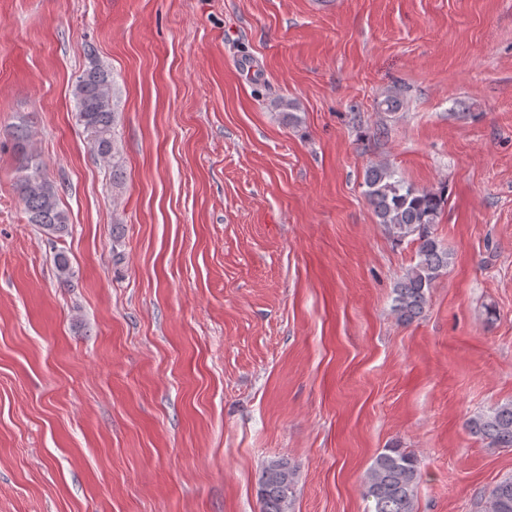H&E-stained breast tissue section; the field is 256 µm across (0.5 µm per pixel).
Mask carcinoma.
Here are the masks:
<instances>
[{
  "label": "carcinoma",
  "instance_id": "obj_1",
  "mask_svg": "<svg viewBox=\"0 0 512 512\" xmlns=\"http://www.w3.org/2000/svg\"><path fill=\"white\" fill-rule=\"evenodd\" d=\"M89 65L74 86L76 120L88 134L96 155L104 154L112 167V188L122 184V169L116 126L119 112L112 70L87 49ZM16 155L19 176L16 187L24 203L27 221L55 236L68 233V215L60 206L57 187L37 161L30 145V130L20 122L7 131ZM366 197L378 223L398 241L417 242V262L394 288L392 311L408 324L424 311L430 289L448 270L450 254L434 236L446 202L445 192L418 189L407 183L385 162L370 165L364 175ZM57 278L63 284L73 276L68 257H54ZM469 432L495 448H512V401L478 413L467 422ZM422 478L417 457L401 448H385L367 470L363 496L372 503L371 512H414V490ZM296 473L285 459L269 461L258 477L261 512H292ZM486 512H512V477L496 483L486 499Z\"/></svg>",
  "mask_w": 512,
  "mask_h": 512
}]
</instances>
